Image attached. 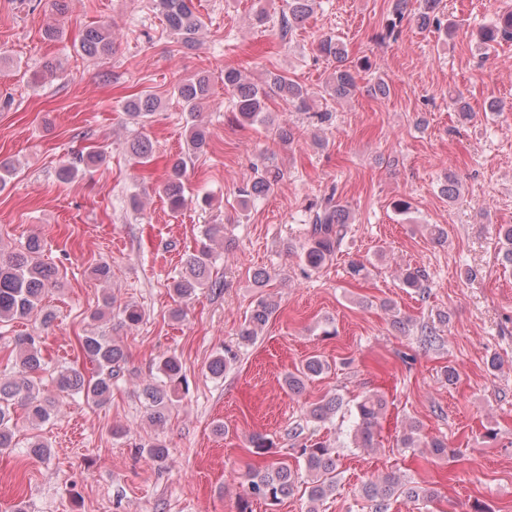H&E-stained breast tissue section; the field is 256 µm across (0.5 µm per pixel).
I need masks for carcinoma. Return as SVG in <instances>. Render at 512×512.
<instances>
[{"mask_svg": "<svg viewBox=\"0 0 512 512\" xmlns=\"http://www.w3.org/2000/svg\"><path fill=\"white\" fill-rule=\"evenodd\" d=\"M287 2L288 11L282 12L279 23V32L283 39L292 37L297 27L314 12L317 4V0ZM408 4L409 0H393L386 23L375 35L377 40L384 42L397 39L401 24L408 13ZM440 4L441 0H419L416 20L420 28L448 32V19L445 18ZM154 5L164 17L166 27L175 36L177 43L191 47L197 42L205 22L195 11L192 0H154ZM478 36L484 44L512 41V12L481 27ZM79 45L82 57L86 59L98 60L111 54L110 26L99 24L85 28ZM318 51L327 61L335 64L325 85V94L334 100L353 96L357 89L355 72L369 70V58L360 57L355 63L345 65L344 45L331 36L320 42ZM224 89L230 95L237 122L241 126L273 124L268 105L273 97L282 99L301 112L311 109L309 89L284 72H270L262 83L256 84L247 80L241 70L229 68L224 70ZM211 90L212 79L205 71L179 82L175 87V92L189 112L199 111L200 104L209 98ZM158 107V98L152 93L134 94L125 101L127 115L141 122L146 121ZM208 147L205 126H193L186 139V149L173 159L163 187L172 211L177 212L188 204L183 183L188 163L194 157L205 153ZM127 153L135 164L144 167L151 162L152 145L148 139L139 136L127 143ZM279 178V171L261 168L252 181L239 190L241 205L245 207L249 201L273 191ZM351 223L348 206L336 199V192L333 190L311 204L307 239L299 254L301 273L307 275L316 271L336 256L348 235ZM220 232L221 227L217 225L206 227L203 232L206 243L186 258L184 274L170 284L171 292L178 298L187 301L204 288L217 289L222 286V282L211 278L215 254L210 242ZM497 238L498 261L504 267H512V225H498ZM42 249V240L32 236L8 257H0V323L29 316L43 296L55 287L58 270L39 260ZM425 281V273L419 268L408 267L401 273L403 287L420 295L427 291ZM278 308L277 301L271 297H258L240 331L239 344H252ZM121 316L125 325L137 326L144 319V311L135 303H127L121 309ZM76 342L83 357L92 365L91 374L85 375L77 369L62 367L52 375L56 390L65 396H81L85 401L94 404L108 402L112 398V387L125 374V349L109 337L95 332L76 337ZM0 352L6 359L13 360V375L0 377L1 453L12 452L17 448L16 408L23 409L29 425L37 428L50 419L55 402L40 395V373L45 370L41 336L35 332L16 336L3 343ZM235 359L236 353L226 348L224 353L217 354L210 360L208 370L213 376L221 377ZM327 368L328 365L323 360L313 356L296 371L288 373L284 385L290 392L300 394L309 381L322 375ZM185 386L186 376L183 374L180 358L175 355L160 358L156 364V375L144 381L140 389L150 423L160 425L165 421L169 406ZM342 406L343 399L339 396L321 399L310 405L309 418L314 422H325L335 416ZM387 407L385 396L377 392L356 403L354 410L350 411V435L354 447H373L381 423L386 418ZM303 431L301 426L291 431L292 437L298 440L295 452L302 461L300 471L291 468L285 461L273 459L274 443L265 435L255 433L250 437L252 459L244 474L246 491L245 496L239 500L238 512H252L251 504L255 500L276 506L301 486L304 487V494L311 504L308 512H318V506L336 491L340 472L335 452L324 441L304 437ZM397 445L400 448L423 446L437 459H445L452 454L443 438L435 437L421 442L420 425L416 421H411L404 427ZM143 451L157 462H165L169 457L168 447L158 439L143 445ZM48 452V445L34 436L21 450L20 457L41 458ZM436 495V490L407 483L395 472H388L376 480H368L359 489L360 498L370 503L372 512H387L390 501L395 497L402 496L416 502L428 501Z\"/></svg>", "mask_w": 512, "mask_h": 512, "instance_id": "carcinoma-1", "label": "carcinoma"}]
</instances>
